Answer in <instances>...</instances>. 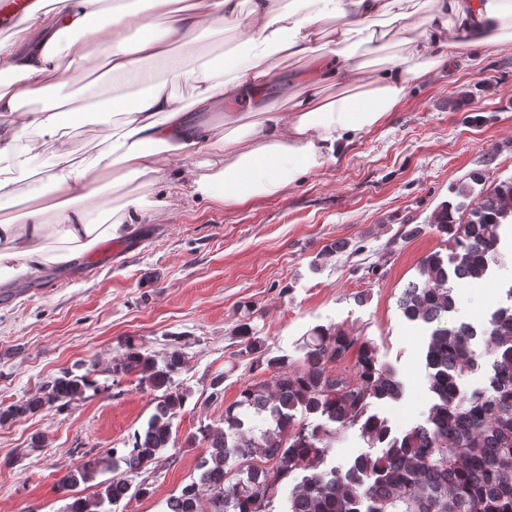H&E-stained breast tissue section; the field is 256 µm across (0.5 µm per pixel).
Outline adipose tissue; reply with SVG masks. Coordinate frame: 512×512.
<instances>
[{"label": "adipose tissue", "mask_w": 512, "mask_h": 512, "mask_svg": "<svg viewBox=\"0 0 512 512\" xmlns=\"http://www.w3.org/2000/svg\"><path fill=\"white\" fill-rule=\"evenodd\" d=\"M102 2L55 0L47 10L36 2L23 25L0 41V161L13 163L12 174L0 176V287L136 225L158 223L178 200L238 206L279 194L334 159L350 137L380 124L411 82L467 50L512 41V0H148L150 20L135 37L132 12ZM224 22L236 24L249 48L243 57L225 55L229 79L217 81L205 62L185 68L176 46ZM355 42L364 60L352 52ZM320 52L325 62L296 84L289 109L267 102L261 90L283 65ZM65 58L91 67L105 62L113 78L142 87L94 102L100 123L118 124L119 131L88 164L73 158L76 112L53 94ZM378 60L385 64L381 77H367V63ZM182 80L203 105L247 101L251 121L228 113L222 131L204 134L171 92ZM326 84L344 91L317 96ZM166 155L184 159L172 192L148 202L129 190L137 179L153 185ZM118 191L122 204L91 221L86 201Z\"/></svg>", "instance_id": "ef3b65f1"}]
</instances>
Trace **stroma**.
<instances>
[{
	"label": "stroma",
	"mask_w": 512,
	"mask_h": 512,
	"mask_svg": "<svg viewBox=\"0 0 512 512\" xmlns=\"http://www.w3.org/2000/svg\"><path fill=\"white\" fill-rule=\"evenodd\" d=\"M94 90L126 94L101 67L76 72L60 93L84 101ZM477 170L489 182L512 177V44L467 51L411 83L381 124L278 195L243 206L190 200L163 223L0 288V405L39 394L66 370L97 384L65 408L0 426V512H63L71 497H94L112 480L104 469L72 490L58 485L67 470L126 447L154 411V393L138 376L112 377L130 337L159 358L180 344L185 368L176 383L188 400L173 421L174 446L128 478L148 494L123 499L115 512H167L209 454L203 427L219 425L244 386L273 380L237 353L234 334L248 309L266 347L293 361L320 326L371 342L404 386L399 400L374 403L372 412L397 435L424 423L428 336L405 319L399 298L419 281L424 256L447 252L431 217ZM335 242L344 250L325 255ZM450 285L453 320L488 328L508 303L512 249L484 281ZM219 373L224 394L212 402ZM36 435L43 447H32Z\"/></svg>",
	"instance_id": "35a3bbf8"
}]
</instances>
